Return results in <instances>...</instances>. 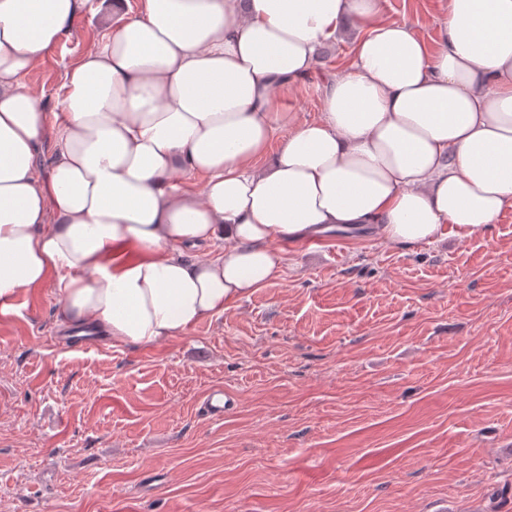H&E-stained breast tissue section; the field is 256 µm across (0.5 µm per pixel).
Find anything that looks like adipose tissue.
Returning a JSON list of instances; mask_svg holds the SVG:
<instances>
[{"label":"adipose tissue","mask_w":512,"mask_h":512,"mask_svg":"<svg viewBox=\"0 0 512 512\" xmlns=\"http://www.w3.org/2000/svg\"><path fill=\"white\" fill-rule=\"evenodd\" d=\"M86 3L0 0L1 320L52 282L64 330L150 347L280 278L281 243L362 228L409 248L512 207V0H448L434 51L379 0H114L47 111L21 78ZM347 19L350 64L289 126ZM322 111V91L318 87V80L315 79L298 91L291 112L295 113L297 121L302 122L316 118Z\"/></svg>","instance_id":"1"}]
</instances>
